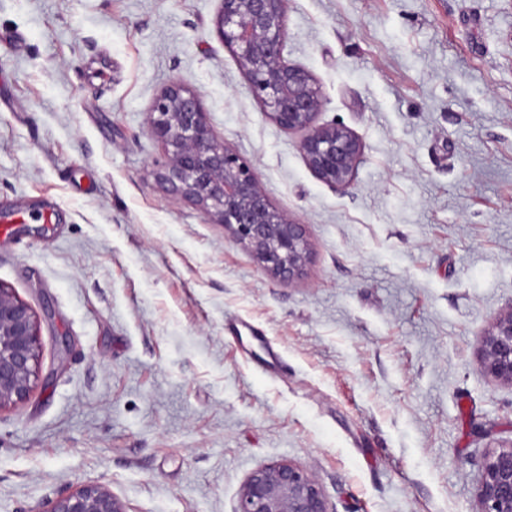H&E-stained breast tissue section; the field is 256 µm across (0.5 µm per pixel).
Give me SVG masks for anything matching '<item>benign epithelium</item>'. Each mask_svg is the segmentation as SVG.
<instances>
[{
	"mask_svg": "<svg viewBox=\"0 0 512 512\" xmlns=\"http://www.w3.org/2000/svg\"><path fill=\"white\" fill-rule=\"evenodd\" d=\"M287 0H222L214 29L247 77L250 90L282 129L303 133L309 169L328 186H348L363 155L344 126H318L323 100L311 74L284 58ZM149 129L168 155L157 182L224 225L274 280L300 278L309 260L302 225L271 204L253 165L216 135L200 94L176 80L156 97ZM40 353L34 310L0 284V411L27 401ZM485 372L512 386V310L491 323L480 349ZM30 512H133L107 484L86 485L39 503ZM234 512H334L320 479L277 460L253 470ZM475 512H512V444L486 456Z\"/></svg>",
	"mask_w": 512,
	"mask_h": 512,
	"instance_id": "7a95c632",
	"label": "benign epithelium"
}]
</instances>
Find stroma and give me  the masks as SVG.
<instances>
[{
	"instance_id": "stroma-1",
	"label": "stroma",
	"mask_w": 512,
	"mask_h": 512,
	"mask_svg": "<svg viewBox=\"0 0 512 512\" xmlns=\"http://www.w3.org/2000/svg\"><path fill=\"white\" fill-rule=\"evenodd\" d=\"M220 0H0V284L37 376L0 411V512L106 483L136 512H233L257 467L334 512H472L512 444L478 357L512 310V0H288L315 123L363 143L317 179L217 38ZM197 90L311 257L293 283L155 180L149 112Z\"/></svg>"
}]
</instances>
